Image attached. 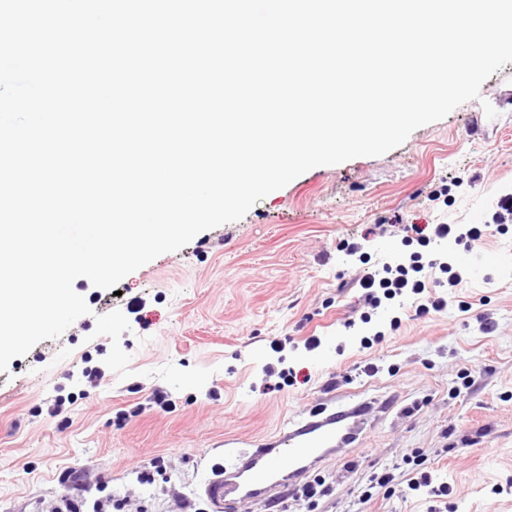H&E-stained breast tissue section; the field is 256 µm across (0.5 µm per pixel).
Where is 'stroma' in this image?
<instances>
[{
  "instance_id": "stroma-1",
  "label": "stroma",
  "mask_w": 512,
  "mask_h": 512,
  "mask_svg": "<svg viewBox=\"0 0 512 512\" xmlns=\"http://www.w3.org/2000/svg\"><path fill=\"white\" fill-rule=\"evenodd\" d=\"M508 197L512 62L400 146L308 170L117 291L78 278L90 314L0 372V512H50L70 491L93 500L105 487L124 512H187L225 441L265 442L331 399L371 401L375 420L315 466L329 494L310 504L284 492L238 512H430L407 488L411 456L447 483L441 512H512V277L496 263L512 258V230L492 228ZM413 224L486 225L472 246L443 250L490 264L443 312L416 317L421 295L366 310L355 278L391 261ZM287 336L293 346L273 352ZM311 336L321 344L309 351ZM277 363L289 383L266 389ZM94 366L104 377L84 378ZM157 390L169 410L150 404ZM157 457L166 474L139 483ZM389 469L394 481L370 488Z\"/></svg>"
}]
</instances>
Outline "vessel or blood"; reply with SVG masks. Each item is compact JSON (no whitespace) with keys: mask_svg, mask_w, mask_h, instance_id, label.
Segmentation results:
<instances>
[{"mask_svg":"<svg viewBox=\"0 0 512 512\" xmlns=\"http://www.w3.org/2000/svg\"><path fill=\"white\" fill-rule=\"evenodd\" d=\"M369 409L366 402L337 412L321 409L260 447L225 450L223 462L213 465L204 482L214 512H236L240 504L262 502L282 486L302 480L322 457L351 443L356 422Z\"/></svg>","mask_w":512,"mask_h":512,"instance_id":"obj_1","label":"vessel or blood"}]
</instances>
